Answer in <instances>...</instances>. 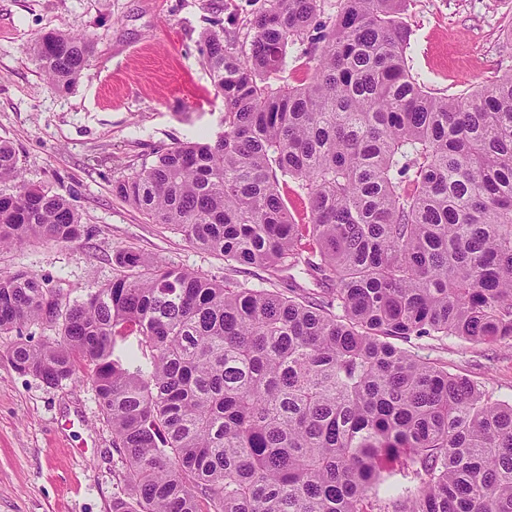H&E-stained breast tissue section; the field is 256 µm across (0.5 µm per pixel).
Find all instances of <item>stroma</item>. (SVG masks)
Returning a JSON list of instances; mask_svg holds the SVG:
<instances>
[{"label": "stroma", "mask_w": 512, "mask_h": 512, "mask_svg": "<svg viewBox=\"0 0 512 512\" xmlns=\"http://www.w3.org/2000/svg\"><path fill=\"white\" fill-rule=\"evenodd\" d=\"M264 0H0V139L31 183L73 194L87 232L73 244L33 240L0 248V272L26 271L61 303L111 282L122 249L217 279L223 257L152 224L112 193V181L157 151L214 135L224 100L202 61L203 31L244 34ZM410 65L437 95L512 73V0H409ZM61 29L94 42L70 92H55L29 47ZM0 336V512H111L124 494L112 426L88 383L50 387L17 372ZM414 351L512 401V347L454 337Z\"/></svg>", "instance_id": "1"}]
</instances>
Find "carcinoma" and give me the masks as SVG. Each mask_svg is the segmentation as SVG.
Returning a JSON list of instances; mask_svg holds the SVG:
<instances>
[{
  "instance_id": "carcinoma-1",
  "label": "carcinoma",
  "mask_w": 512,
  "mask_h": 512,
  "mask_svg": "<svg viewBox=\"0 0 512 512\" xmlns=\"http://www.w3.org/2000/svg\"><path fill=\"white\" fill-rule=\"evenodd\" d=\"M267 2L246 41L203 38L224 130L112 181L260 284L122 250L63 342L18 340L11 362L90 381L124 462L112 512H512V402L396 345H512V74L438 96L408 65L407 0L324 20L325 0ZM295 45L308 79L280 84ZM29 51L67 92L93 43L54 30ZM84 235L0 140V246ZM56 310L36 276L0 273V335Z\"/></svg>"
}]
</instances>
